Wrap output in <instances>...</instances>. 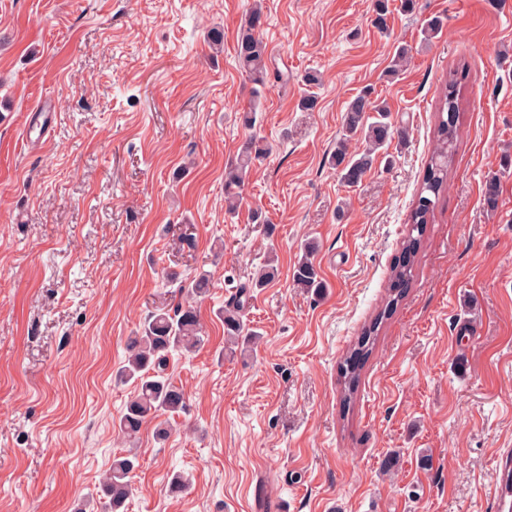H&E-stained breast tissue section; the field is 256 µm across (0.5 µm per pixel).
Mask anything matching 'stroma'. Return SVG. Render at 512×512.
Returning a JSON list of instances; mask_svg holds the SVG:
<instances>
[{
	"label": "stroma",
	"mask_w": 512,
	"mask_h": 512,
	"mask_svg": "<svg viewBox=\"0 0 512 512\" xmlns=\"http://www.w3.org/2000/svg\"><path fill=\"white\" fill-rule=\"evenodd\" d=\"M257 1L288 83L250 131L235 45ZM389 10L383 34L375 0H0V512H102L100 478L128 450L114 429L125 342L155 307L191 301L209 341L170 362L186 405L161 415L165 441L142 430L127 512H491L496 451L512 448V0ZM401 48L409 62L387 77ZM461 64L435 222L343 409L339 364L387 292L441 80ZM309 71L319 105L302 112ZM367 87L396 132L347 188L328 157ZM252 132L273 150L231 218L224 168ZM308 241L319 296L292 281ZM271 257L278 274L247 305L261 342L223 353L216 312ZM202 270L205 297L179 292ZM178 471L192 485L174 493Z\"/></svg>",
	"instance_id": "35a3bbf8"
}]
</instances>
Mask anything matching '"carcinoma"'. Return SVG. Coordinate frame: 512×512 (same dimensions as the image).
Returning <instances> with one entry per match:
<instances>
[{"instance_id":"1","label":"carcinoma","mask_w":512,"mask_h":512,"mask_svg":"<svg viewBox=\"0 0 512 512\" xmlns=\"http://www.w3.org/2000/svg\"><path fill=\"white\" fill-rule=\"evenodd\" d=\"M265 25V15L254 8L242 23L236 43V57L241 71L252 83L249 106L240 112L239 121L246 129L257 123V112L267 83H287L288 78L268 65V50L260 37ZM465 71H451L445 82L443 97L438 107V120L433 132V148L426 163L421 187L413 203L410 214L411 234L403 242V250L411 255L403 263L393 265L390 276L388 297L374 320L363 329L340 367L344 378L341 399L343 405H350L356 396L360 372L364 361L372 353L376 336L383 320L397 306L405 294L406 286L413 278L414 259L420 246L426 225L434 221L436 205L448 180V170L453 162L457 142V120L460 108V92ZM306 89L299 101V110L313 112L318 107L315 88L321 79L315 72L304 77ZM373 91L366 88L348 104L342 117L343 135L336 142L328 162L339 171L343 183L349 187L357 185L374 165L376 152L384 147L394 130V122L388 107L372 98ZM362 137L368 144L364 152L350 151V142ZM271 147L262 140L250 136L240 146L237 155L225 166L224 202L225 213L235 216L241 198V188L255 162L262 160ZM502 172H492L485 181L484 201L488 209L498 207L500 178ZM276 275L273 261L267 260L252 278L250 287H266ZM294 283L314 293L322 294L326 288L318 269L311 260L310 253L299 260L293 271ZM247 287L241 286L231 294L219 315L224 323V337L227 347L232 349L244 341L254 342L259 333L244 320ZM204 335L197 309L192 305H179L173 310L159 309L149 314L140 324L134 335L126 341V355L115 373L120 383L134 384L133 392L126 402L125 409L114 424L124 438L134 440L144 425L156 413H173L183 408L185 395L171 380L168 374L170 358L173 355H186L204 347ZM137 456L128 453L115 457L100 482L101 493L108 512H125L126 502L133 493L131 473L135 469Z\"/></svg>"}]
</instances>
